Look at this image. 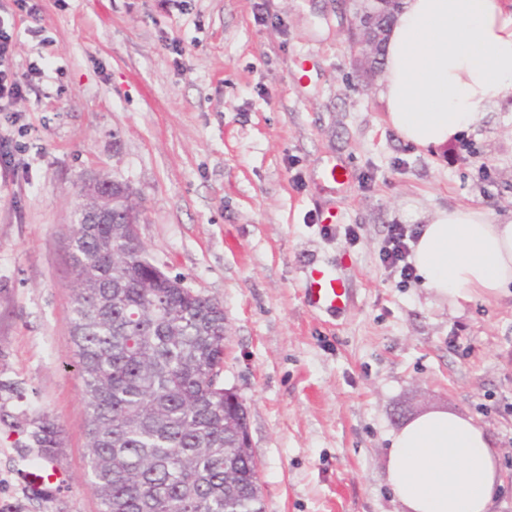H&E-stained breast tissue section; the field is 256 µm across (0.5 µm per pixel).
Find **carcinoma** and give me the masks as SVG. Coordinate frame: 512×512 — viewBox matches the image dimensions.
<instances>
[{
  "label": "carcinoma",
  "mask_w": 512,
  "mask_h": 512,
  "mask_svg": "<svg viewBox=\"0 0 512 512\" xmlns=\"http://www.w3.org/2000/svg\"><path fill=\"white\" fill-rule=\"evenodd\" d=\"M72 352L87 409L99 512H263L258 467L224 404V309L154 276L121 212L76 224ZM61 428L43 415L25 447L51 460Z\"/></svg>",
  "instance_id": "carcinoma-1"
}]
</instances>
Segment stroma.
<instances>
[{"instance_id": "35a3bbf8", "label": "stroma", "mask_w": 512, "mask_h": 512, "mask_svg": "<svg viewBox=\"0 0 512 512\" xmlns=\"http://www.w3.org/2000/svg\"><path fill=\"white\" fill-rule=\"evenodd\" d=\"M31 88L0 128V512H99L71 350L69 241L85 182L129 185L153 262L224 309L264 512H398L389 435L433 409L495 439L512 512V292L451 303L381 264L387 227L479 206L512 221V97L439 152L382 121L333 0H0ZM44 63L43 74L30 67ZM351 172L322 178L329 159ZM357 230L346 239L347 227ZM351 293L304 302L308 265ZM62 429L67 485L17 476L26 422Z\"/></svg>"}]
</instances>
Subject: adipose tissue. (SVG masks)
I'll return each instance as SVG.
<instances>
[{"label": "adipose tissue", "mask_w": 512, "mask_h": 512, "mask_svg": "<svg viewBox=\"0 0 512 512\" xmlns=\"http://www.w3.org/2000/svg\"><path fill=\"white\" fill-rule=\"evenodd\" d=\"M512 95V0H402L383 44V120L421 150L448 147ZM422 286L450 300L512 287V222L438 209L412 258ZM386 482L401 512H493L503 480L491 436L472 418L430 410L390 439Z\"/></svg>", "instance_id": "ef3b65f1"}]
</instances>
